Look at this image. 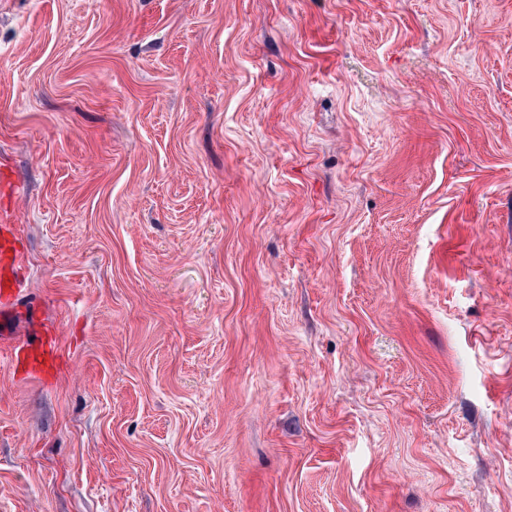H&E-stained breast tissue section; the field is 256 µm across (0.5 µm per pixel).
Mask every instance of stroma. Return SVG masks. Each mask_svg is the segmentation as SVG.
Instances as JSON below:
<instances>
[{
	"label": "stroma",
	"mask_w": 512,
	"mask_h": 512,
	"mask_svg": "<svg viewBox=\"0 0 512 512\" xmlns=\"http://www.w3.org/2000/svg\"><path fill=\"white\" fill-rule=\"evenodd\" d=\"M1 168L0 512H512V0H0ZM19 218L14 209L0 205V337L13 341L23 333L33 336L26 342H14L12 346L16 368L29 374L32 367H52L57 360L55 329L42 319L38 308L33 307L29 318L16 322L14 306L26 297L27 284L22 275L24 252L16 227Z\"/></svg>",
	"instance_id": "1"
}]
</instances>
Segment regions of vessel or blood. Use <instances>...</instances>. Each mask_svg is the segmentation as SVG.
<instances>
[{
    "mask_svg": "<svg viewBox=\"0 0 512 512\" xmlns=\"http://www.w3.org/2000/svg\"><path fill=\"white\" fill-rule=\"evenodd\" d=\"M18 223L14 209L0 206V337L12 341L15 365L26 374L34 367L53 366L57 351L55 329L44 322L39 309H32L24 323L15 319L14 307L27 291Z\"/></svg>",
    "mask_w": 512,
    "mask_h": 512,
    "instance_id": "1",
    "label": "vessel or blood"
}]
</instances>
